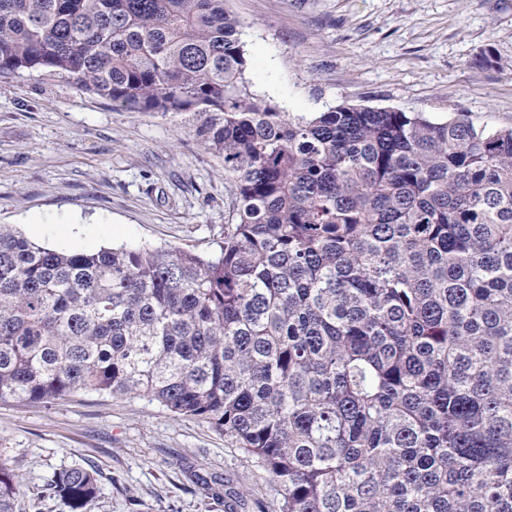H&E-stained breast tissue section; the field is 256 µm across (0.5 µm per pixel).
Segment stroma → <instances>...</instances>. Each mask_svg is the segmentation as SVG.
I'll return each instance as SVG.
<instances>
[{
	"label": "stroma",
	"instance_id": "stroma-1",
	"mask_svg": "<svg viewBox=\"0 0 512 512\" xmlns=\"http://www.w3.org/2000/svg\"><path fill=\"white\" fill-rule=\"evenodd\" d=\"M253 90L311 115L341 103L467 113L512 127V0H225ZM499 64L478 66L485 49ZM224 165L184 121L128 110L58 78H0V224L68 251H218L234 204ZM15 512H70L48 484L74 466L100 493L84 512H276L281 488L197 419L143 398L0 401Z\"/></svg>",
	"mask_w": 512,
	"mask_h": 512
}]
</instances>
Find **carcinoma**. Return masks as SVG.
I'll return each instance as SVG.
<instances>
[{
    "label": "carcinoma",
    "mask_w": 512,
    "mask_h": 512,
    "mask_svg": "<svg viewBox=\"0 0 512 512\" xmlns=\"http://www.w3.org/2000/svg\"><path fill=\"white\" fill-rule=\"evenodd\" d=\"M224 0H0V76L197 117L220 250L70 252L0 224V401L138 396L209 423L279 512H512V128L281 112ZM19 478L0 462V512ZM72 512L99 492L71 467Z\"/></svg>",
    "instance_id": "cac0c4a2"
}]
</instances>
